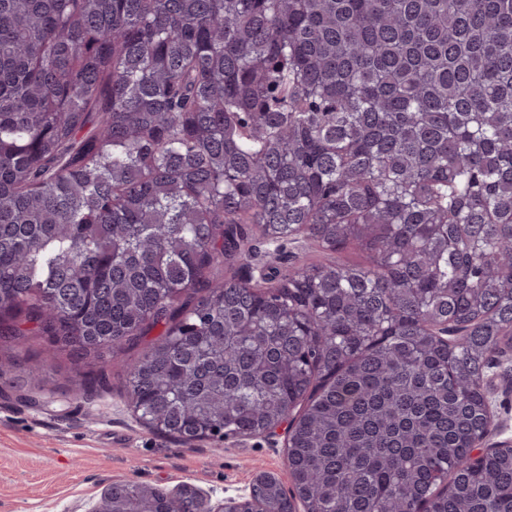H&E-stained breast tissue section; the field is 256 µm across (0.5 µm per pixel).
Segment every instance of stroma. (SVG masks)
<instances>
[{"label":"stroma","mask_w":512,"mask_h":512,"mask_svg":"<svg viewBox=\"0 0 512 512\" xmlns=\"http://www.w3.org/2000/svg\"><path fill=\"white\" fill-rule=\"evenodd\" d=\"M254 258L237 268L243 280L261 273L287 274L301 264L323 259L321 249L299 237L282 243L260 241ZM147 348L139 342L114 360L105 387L86 395L77 386L76 368L54 360L44 389L20 387L14 373L0 374V512H72L119 480L169 489L182 481L209 491L213 498L247 493L255 478L274 475L292 490L282 437L202 440L186 444L152 433L128 410L124 397L127 363ZM495 426L487 446H512V389L497 381L490 393Z\"/></svg>","instance_id":"1"}]
</instances>
